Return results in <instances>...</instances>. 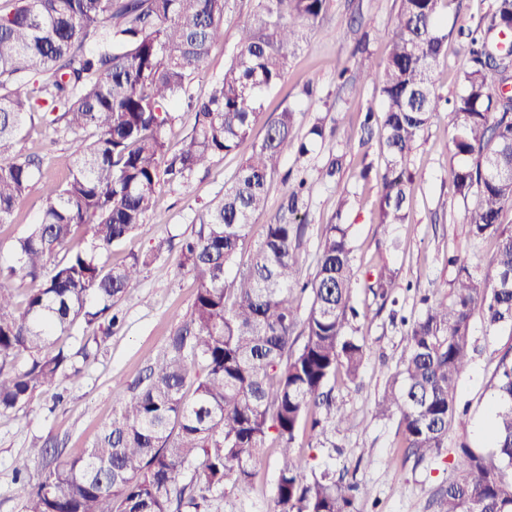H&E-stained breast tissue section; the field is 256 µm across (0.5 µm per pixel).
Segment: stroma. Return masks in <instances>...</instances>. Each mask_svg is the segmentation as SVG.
Returning a JSON list of instances; mask_svg holds the SVG:
<instances>
[{
    "instance_id": "35a3bbf8",
    "label": "stroma",
    "mask_w": 512,
    "mask_h": 512,
    "mask_svg": "<svg viewBox=\"0 0 512 512\" xmlns=\"http://www.w3.org/2000/svg\"><path fill=\"white\" fill-rule=\"evenodd\" d=\"M493 2L450 0L445 11L448 37L444 54L432 73L443 97L452 99L461 92L462 73L468 66L465 34L477 26ZM253 6L254 0H227L224 40L205 59L191 93H203L211 80L223 76L224 66L237 48L239 29ZM398 7L399 0H328L322 24L307 30L301 45L290 52L284 80L264 96L262 119L267 122L284 109H293L300 135L318 118L337 124L335 133L317 143L306 161L310 191L303 209L308 230L302 278H309L314 271L322 225L342 219L352 227L359 277H367L384 264L393 268L402 285L397 309L400 315L413 318L422 310L421 292L454 278L449 257H458L482 274L492 270L494 241L471 236L464 221L469 204L453 195L448 185L453 156L447 112L434 118L410 156L416 174L410 217L408 223L395 225L391 234H384L377 221L383 169L378 143L347 158L343 180L352 192L348 204H341L335 185L319 175L339 144L359 139L364 113L378 103L375 83L363 81L361 72L384 59ZM308 86L313 87V96L305 95ZM263 133L262 127L256 128L233 153L215 159L209 171L195 176L189 193L163 190L145 228L101 254L100 263H123L131 253L150 249L156 238L177 241L198 230L207 206L222 195L225 183L234 178ZM24 147L42 157L43 180L65 178L73 161L68 137H53L37 124L28 127ZM365 167L370 174L363 179L359 173ZM41 207V188L36 185L19 204L12 222L0 224V263L12 261L13 242L35 222ZM391 237L398 240V249L389 247ZM178 264L179 253L174 250L145 269L117 303L123 317L121 326L104 337L96 358L79 377L60 379L22 409L0 414V512H21L26 485L15 481L13 469L27 448L50 438L65 455L79 456L112 418L114 383L133 381L148 358L165 349L175 326L174 315L189 314L195 299L196 279L180 273ZM354 301L365 314L360 326L370 352L359 384L340 379L334 384L336 404L351 414L352 423L337 428L332 448L313 447L307 433L298 431V467L306 474L327 471L357 483L362 490L357 512H434V493L460 474L455 454L458 444H486L480 427L491 411L497 361L504 353H512V329H488L481 314L473 315L471 334L477 352L458 385L459 399L470 406L469 416L465 423L450 428L449 450L441 460L419 463L404 452L398 417L375 415V403L405 344L404 328L391 321L388 313H377L372 295L363 289H355ZM278 457L279 443L275 436H268L251 481L227 485L223 499L215 501L211 512H269L276 491Z\"/></svg>"
}]
</instances>
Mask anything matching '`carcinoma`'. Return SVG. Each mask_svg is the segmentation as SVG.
<instances>
[{"label": "carcinoma", "instance_id": "1", "mask_svg": "<svg viewBox=\"0 0 512 512\" xmlns=\"http://www.w3.org/2000/svg\"><path fill=\"white\" fill-rule=\"evenodd\" d=\"M11 2L0 11V224L11 223L39 171L38 158L19 148L26 126L38 122L74 139L68 176L44 185L39 218L13 243V263H0V414L22 408L62 376L80 375L76 358L86 363L92 352L84 345L71 353L59 337L78 321L86 331L110 333L119 322L115 302L171 241L159 239L108 269L97 254L141 231L163 187L189 190L201 170L251 136L262 97L285 78L291 49L327 0H255L224 75L196 96L194 75L224 40L226 0ZM444 3L399 0L378 83L381 113L367 110L359 143L379 137L378 219L388 233L408 221L409 156L448 104L457 158L448 171L451 190L474 199L465 216L470 234L495 240L492 273L448 258L456 266L449 291L423 297V312L403 321L407 343L375 413L399 414L405 453L418 462L442 457L448 430L467 413L457 386L474 353V312L490 329L512 328V227L500 221L512 207V95L503 91L512 84V0H494L468 32L463 91L451 101L432 81L448 36ZM180 102L195 122L172 152L166 129ZM295 127L290 109L266 124L199 231L182 240L179 268L197 280L192 309L184 319L174 316L164 351L141 376L113 386L112 421L80 456L64 459L44 444L17 461V479L33 465L41 471L23 512H210L226 483L251 481L272 431L281 448L279 512H356L358 484L300 474L293 448L301 427L316 446L336 447L325 426L349 417L336 409L331 383L339 373L356 382L367 354L354 288L371 293L381 311L397 303L398 283L387 266L358 278L345 224L323 225L315 273L300 280L307 225L291 219L301 211L304 178L287 189L249 260H238L281 160L292 152L300 162L325 138L319 119L302 138ZM351 150L345 144L322 176L338 175ZM81 234L89 248L70 247ZM17 277L33 284L20 303L5 287ZM492 388L489 446L456 448L463 474L437 492V512H512V356L499 359ZM190 468V481L180 483Z\"/></svg>", "mask_w": 512, "mask_h": 512}]
</instances>
